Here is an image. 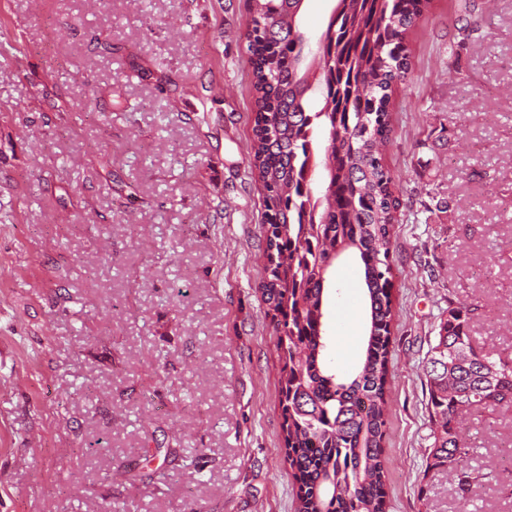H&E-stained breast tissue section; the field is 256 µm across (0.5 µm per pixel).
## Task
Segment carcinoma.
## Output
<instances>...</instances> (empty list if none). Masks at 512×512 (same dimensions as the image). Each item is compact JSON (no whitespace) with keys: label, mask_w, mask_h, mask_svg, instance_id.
Here are the masks:
<instances>
[{"label":"carcinoma","mask_w":512,"mask_h":512,"mask_svg":"<svg viewBox=\"0 0 512 512\" xmlns=\"http://www.w3.org/2000/svg\"><path fill=\"white\" fill-rule=\"evenodd\" d=\"M256 118L252 173L266 191L267 279L282 348L281 409L286 461L299 483L296 512H388L383 448L387 425L392 224L399 207L382 163L393 84L410 67L408 31L428 0H337L326 43L300 30L301 0H250ZM325 147L327 184L316 191L315 129ZM363 265L370 322L365 356L352 376L324 362L323 296L336 259ZM471 309L448 307L428 352L432 414L430 467L457 453L466 495L488 478L470 465L473 448L459 410L512 402V363L477 350Z\"/></svg>","instance_id":"1"}]
</instances>
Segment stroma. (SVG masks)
Masks as SVG:
<instances>
[{
  "label": "stroma",
  "instance_id": "obj_1",
  "mask_svg": "<svg viewBox=\"0 0 512 512\" xmlns=\"http://www.w3.org/2000/svg\"><path fill=\"white\" fill-rule=\"evenodd\" d=\"M461 4L419 17L390 106L391 512H512V409L464 422L494 473L468 498L427 466L449 305L473 307L477 349L512 352V0ZM249 22V0H0V512H294ZM328 288L327 361L347 372L355 258Z\"/></svg>",
  "mask_w": 512,
  "mask_h": 512
}]
</instances>
